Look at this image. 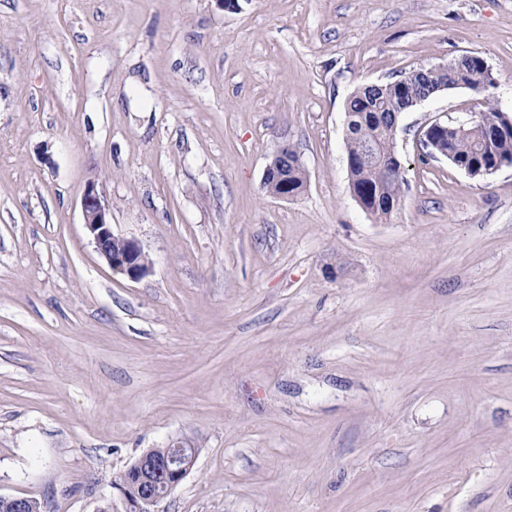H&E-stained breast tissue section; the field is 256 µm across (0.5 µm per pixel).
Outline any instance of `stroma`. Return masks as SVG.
Segmentation results:
<instances>
[{
  "label": "stroma",
  "mask_w": 512,
  "mask_h": 512,
  "mask_svg": "<svg viewBox=\"0 0 512 512\" xmlns=\"http://www.w3.org/2000/svg\"><path fill=\"white\" fill-rule=\"evenodd\" d=\"M0 0V495L124 512H512V168L473 178L399 116L385 219L348 188L358 87L481 56L512 117V0ZM291 146L297 197L263 188ZM152 263L115 275L88 182ZM292 151L293 150L289 146H283L265 169L263 181L265 179H268L269 177H273V180L275 181H281V192H279L274 197L288 199L296 196L298 191H291L290 185H292L295 188L306 187L304 186L306 183L305 168L298 163L296 152L288 154L289 152ZM281 159L288 160V162H285V168L284 171L282 172ZM283 175L287 177L286 180L288 182L284 180ZM184 446L157 448L140 456L131 466L136 476L134 496L125 495L126 509L133 512H156L155 507L180 484L192 469L196 449Z\"/></svg>",
  "instance_id": "35a3bbf8"
}]
</instances>
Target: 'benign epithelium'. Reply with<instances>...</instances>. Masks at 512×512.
<instances>
[{
	"label": "benign epithelium",
	"instance_id": "7a95c632",
	"mask_svg": "<svg viewBox=\"0 0 512 512\" xmlns=\"http://www.w3.org/2000/svg\"><path fill=\"white\" fill-rule=\"evenodd\" d=\"M456 130V124L440 117L436 118L423 132L419 140L422 153L430 158L440 156L448 159L458 169L473 178H484L504 167H512L508 162L474 164L457 160L453 153L438 151L439 143L450 137ZM291 148L282 147L267 165L264 178H273L281 182V192L277 197L288 199L297 195L281 172V160L288 159ZM83 224L99 256L116 273L131 281L142 279L151 268V262L140 246L133 240L114 234L109 209L103 195L93 182L86 185L81 197ZM196 449L176 446L162 455L150 450L140 456L133 464L136 483L134 496L125 497L127 512H156L155 507L180 484L192 469ZM0 502L7 506L8 512H30L32 499L28 497L3 496Z\"/></svg>",
	"mask_w": 512,
	"mask_h": 512
}]
</instances>
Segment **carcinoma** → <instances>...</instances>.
Wrapping results in <instances>:
<instances>
[{"label": "carcinoma", "mask_w": 512, "mask_h": 512, "mask_svg": "<svg viewBox=\"0 0 512 512\" xmlns=\"http://www.w3.org/2000/svg\"><path fill=\"white\" fill-rule=\"evenodd\" d=\"M459 79L464 88L483 94L488 100L485 111L450 135V149L462 161L512 162V128H505L503 112L491 100L495 79L485 61L476 55L450 60L447 69L422 68L400 75L399 80L379 84L375 88L361 86L345 104L351 118L346 134V154L354 161L348 170L349 186L366 188L380 199H400L404 177L398 167H382L368 160V152L388 156L395 152L394 140L387 128L395 113L406 111L412 102L422 99L440 85ZM283 175L295 188L306 183V171L297 161V153L288 154Z\"/></svg>", "instance_id": "carcinoma-1"}]
</instances>
